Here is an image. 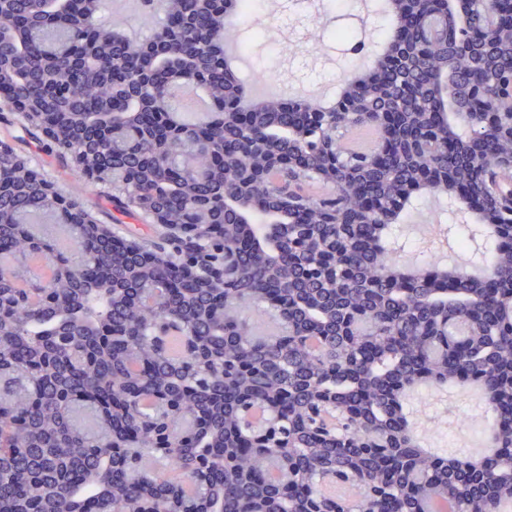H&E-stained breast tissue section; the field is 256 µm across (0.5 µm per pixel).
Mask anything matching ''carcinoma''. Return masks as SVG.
<instances>
[{"label":"carcinoma","instance_id":"obj_1","mask_svg":"<svg viewBox=\"0 0 512 512\" xmlns=\"http://www.w3.org/2000/svg\"><path fill=\"white\" fill-rule=\"evenodd\" d=\"M160 16L145 42L119 41L109 0H71L63 13L41 0H0V123H23L37 147L78 172L112 209L151 225L147 251L102 238L86 209L41 168L0 151V512H454L512 508V212L475 171L512 160V141L485 124L512 75V35L475 41L461 18L446 29L403 32L358 87L338 98L336 130L376 133L366 149L331 162L327 132L306 125L295 103L270 98L252 113V137L273 132L288 167L270 174L288 216L269 224L272 200L247 175L265 167L244 151L224 104L244 83L224 61V32L241 0H142ZM440 0H390L404 14ZM148 72L161 57L166 79L118 88L109 63ZM191 61L209 100L199 124L176 119L168 78ZM486 84L478 100L471 87ZM469 113L435 137L464 149L419 156L409 138L425 113L445 111L444 90ZM402 101L407 123L376 156L373 109ZM23 102L44 125L11 111ZM305 128V137L283 135ZM379 205L362 224L354 184ZM449 195L464 187L495 246L476 273L443 283L437 264L395 276L387 236L415 189ZM244 199L248 224L224 215V194ZM194 224L174 238L151 223ZM69 229L61 250L31 217ZM281 242L279 271L253 244ZM340 248L346 275L328 287L312 250ZM224 260L232 297L184 273ZM476 386L487 405L489 445L478 470L448 468L447 455L404 434L412 413L397 390Z\"/></svg>","mask_w":512,"mask_h":512}]
</instances>
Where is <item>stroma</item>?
Here are the masks:
<instances>
[{
    "label": "stroma",
    "instance_id": "obj_1",
    "mask_svg": "<svg viewBox=\"0 0 512 512\" xmlns=\"http://www.w3.org/2000/svg\"><path fill=\"white\" fill-rule=\"evenodd\" d=\"M263 2L261 13L239 19L224 42L226 51L239 52L235 66L243 78H251L254 67H273L278 69L279 80L289 95L322 96L330 100L351 70L366 69L379 52L376 40L387 26L386 17L380 13L383 0H354L348 16L332 11L321 0H308L304 12L289 0ZM359 24L372 30L375 40L367 55L354 62L341 56L339 44L331 40L330 34ZM23 135L21 127L0 124V140L44 167L61 181L67 193L79 199L96 218H103L106 200L91 192L72 172L61 169L55 157L36 152L23 143ZM396 233L397 258L413 266L436 259L443 266L471 272L494 247L493 237L474 223L470 212H450L447 200L428 195L404 213ZM408 401L418 410L415 421L426 447L440 449L450 456L472 454L485 447L484 399L467 393L451 394L444 388L419 387L410 392ZM461 411L470 413L475 424L473 433L453 431L455 416Z\"/></svg>",
    "mask_w": 512,
    "mask_h": 512
}]
</instances>
